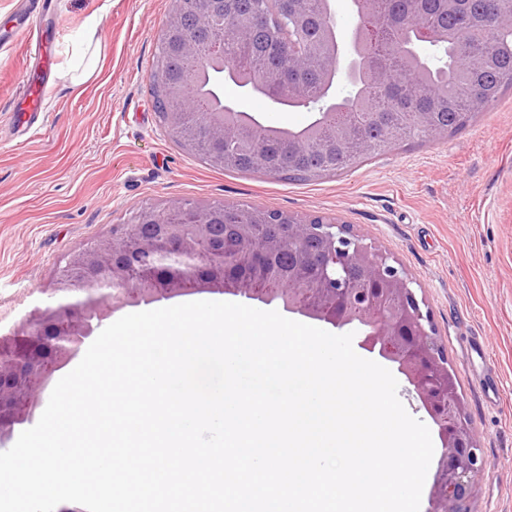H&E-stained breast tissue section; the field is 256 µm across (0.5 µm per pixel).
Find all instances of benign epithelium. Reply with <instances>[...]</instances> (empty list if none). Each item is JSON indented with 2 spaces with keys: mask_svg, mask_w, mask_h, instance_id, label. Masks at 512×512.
Here are the masks:
<instances>
[{
  "mask_svg": "<svg viewBox=\"0 0 512 512\" xmlns=\"http://www.w3.org/2000/svg\"><path fill=\"white\" fill-rule=\"evenodd\" d=\"M163 27V48L222 70L231 55L250 46L262 28L273 34L272 52L280 61L277 94L304 101L305 85L295 75L320 74L325 88L340 70L343 40L338 33L303 40L311 23L335 28L325 0H278L266 13L259 0L254 11L237 15L224 26V13L233 0H171ZM377 0H360L359 22L351 35L355 54L346 69L357 81L374 84L391 96L407 91V72L413 55L394 44L378 54L382 28L371 22ZM215 39L202 43L187 34L184 21ZM264 59L248 68L239 84L262 89ZM195 81L169 77L164 61L154 74L159 97H185ZM406 125H386L376 113L368 122L375 131L365 140L368 153H384L397 143L425 136L443 137L448 127L431 112H411ZM166 131L182 139L184 113H159ZM197 125L208 144L204 158L222 167L232 154L248 148L255 172L279 177L281 172L266 147L249 145L238 113L226 106L196 113ZM307 128L304 141L319 165L307 176L336 171L332 146L317 141ZM234 204L204 205L175 200L162 209L143 208L129 224H114L112 232L90 242L57 267L53 291L65 298L36 307L11 336L0 338V450L15 431L33 425L42 396L55 372L68 367L93 340L103 323L127 306H151L192 292L219 290L233 296L275 304L283 311L325 321L338 330L358 326V346L390 363L413 387L421 406L437 428L440 455L436 463L426 512H475L477 482L487 468L477 437L466 420L447 361L435 339V327L412 288L413 281L390 256L364 242L350 225L319 216L299 217L259 209L244 224H220L235 211ZM171 214L183 215L173 224ZM288 252L295 255L291 276L278 287L257 285L227 274V267L263 265Z\"/></svg>",
  "mask_w": 512,
  "mask_h": 512,
  "instance_id": "benign-epithelium-1",
  "label": "benign epithelium"
}]
</instances>
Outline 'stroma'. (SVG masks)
Here are the masks:
<instances>
[{"mask_svg": "<svg viewBox=\"0 0 512 512\" xmlns=\"http://www.w3.org/2000/svg\"><path fill=\"white\" fill-rule=\"evenodd\" d=\"M170 0H51L53 64L35 136L13 124L32 76L0 44V336L50 300L59 264L141 208L228 203L350 224L414 280L488 461L476 512H512V85L461 130L419 138L306 181L216 168L167 134L151 95ZM90 77L67 73L91 19ZM265 125L299 127L228 86Z\"/></svg>", "mask_w": 512, "mask_h": 512, "instance_id": "obj_1", "label": "stroma"}]
</instances>
